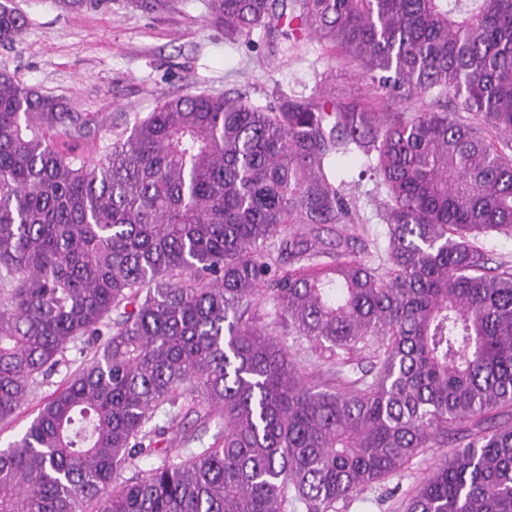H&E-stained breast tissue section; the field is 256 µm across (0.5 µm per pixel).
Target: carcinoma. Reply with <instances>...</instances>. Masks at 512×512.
Wrapping results in <instances>:
<instances>
[{"label":"carcinoma","instance_id":"carcinoma-1","mask_svg":"<svg viewBox=\"0 0 512 512\" xmlns=\"http://www.w3.org/2000/svg\"><path fill=\"white\" fill-rule=\"evenodd\" d=\"M208 22L313 36L377 97L189 93L77 165L90 119L0 71V421L97 346L0 448V512H329L468 423L407 512H512V423L481 426L512 406V265L475 245L512 234V0H210ZM24 27L1 2L0 43ZM351 153L383 247L322 238L359 218ZM285 334L375 361L320 388ZM181 401L194 429L148 427Z\"/></svg>","mask_w":512,"mask_h":512}]
</instances>
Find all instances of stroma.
Masks as SVG:
<instances>
[{
	"mask_svg": "<svg viewBox=\"0 0 512 512\" xmlns=\"http://www.w3.org/2000/svg\"><path fill=\"white\" fill-rule=\"evenodd\" d=\"M14 3L25 14L26 27L13 43L0 44V71L67 100L73 111L91 118L90 127L70 140L78 163L98 159L116 136L162 100L189 93L243 91L258 105L283 94L334 93L362 101L373 96L357 65L337 62L316 40L228 41L222 28L207 22L209 0H166L158 9L137 6L136 0H106L78 12L63 11L53 0ZM361 163L355 154L337 162L342 189L355 201L360 219L333 230L354 246L385 239L376 181L361 175ZM283 343L314 385H335L340 372L359 378L371 360L370 351L354 352L340 369L328 349L305 337L287 335ZM91 356L83 340L69 345L56 374L33 387L13 419L0 422V448L19 437L44 398ZM455 447L451 441L423 449L408 468L336 502L330 512H405L418 485Z\"/></svg>",
	"mask_w": 512,
	"mask_h": 512,
	"instance_id": "stroma-1",
	"label": "stroma"
}]
</instances>
